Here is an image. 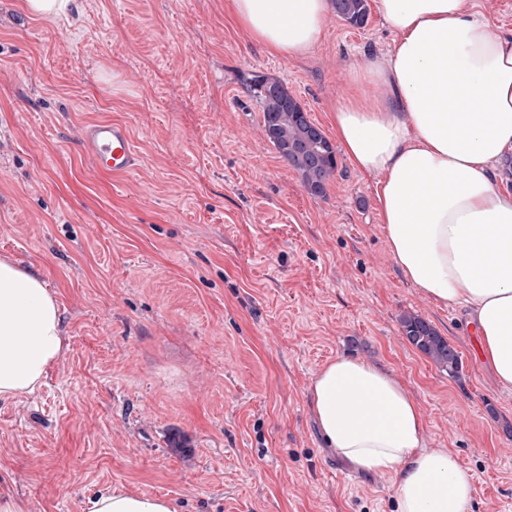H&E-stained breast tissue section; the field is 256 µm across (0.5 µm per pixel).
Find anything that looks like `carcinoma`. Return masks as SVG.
<instances>
[{"label": "carcinoma", "instance_id": "cac0c4a2", "mask_svg": "<svg viewBox=\"0 0 512 512\" xmlns=\"http://www.w3.org/2000/svg\"><path fill=\"white\" fill-rule=\"evenodd\" d=\"M332 9L339 19L352 26L361 27L368 20L367 0H332ZM247 90L262 109L269 143L301 175L311 196H324L337 170L336 151L329 139L283 83L256 76L247 82ZM401 327L408 341L448 370V374L458 372L459 353L430 322L409 315L401 319Z\"/></svg>", "mask_w": 512, "mask_h": 512}]
</instances>
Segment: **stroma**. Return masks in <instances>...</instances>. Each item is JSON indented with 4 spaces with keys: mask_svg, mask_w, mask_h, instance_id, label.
Instances as JSON below:
<instances>
[{
    "mask_svg": "<svg viewBox=\"0 0 512 512\" xmlns=\"http://www.w3.org/2000/svg\"><path fill=\"white\" fill-rule=\"evenodd\" d=\"M232 0H73L68 16L0 0V257L54 292L66 350L34 393L0 401V495L22 512H87L104 489L176 512H398L390 475L336 456L313 381L344 355L418 403L426 446L474 478L472 512H512V389L463 305L394 265L376 176L339 157L324 197L268 142L243 85L280 80L325 135L355 70L393 44L327 12L319 42L282 57ZM125 122L143 166L91 170L89 120ZM429 321L456 375L409 343Z\"/></svg>",
    "mask_w": 512,
    "mask_h": 512,
    "instance_id": "1",
    "label": "stroma"
}]
</instances>
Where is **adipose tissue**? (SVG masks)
I'll list each match as a JSON object with an SVG mask.
<instances>
[{
  "label": "adipose tissue",
  "instance_id": "adipose-tissue-1",
  "mask_svg": "<svg viewBox=\"0 0 512 512\" xmlns=\"http://www.w3.org/2000/svg\"><path fill=\"white\" fill-rule=\"evenodd\" d=\"M241 25L277 54L308 52L329 0H233ZM397 38L355 72L333 114L351 164L376 176L389 255L414 287L465 304L481 353L512 388V190L491 171L512 155V37L474 0H378ZM380 87L367 102L364 86ZM64 352L46 282L0 259V400L40 387ZM320 430L357 470L395 478L399 512H471L473 475L426 446L422 412L383 368L336 357L317 375ZM89 512H175L145 493L101 491Z\"/></svg>",
  "mask_w": 512,
  "mask_h": 512
}]
</instances>
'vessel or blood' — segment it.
Masks as SVG:
<instances>
[{
	"instance_id": "1",
	"label": "vessel or blood",
	"mask_w": 512,
	"mask_h": 512,
	"mask_svg": "<svg viewBox=\"0 0 512 512\" xmlns=\"http://www.w3.org/2000/svg\"><path fill=\"white\" fill-rule=\"evenodd\" d=\"M79 142L96 173L125 175L137 170L140 165V156L130 130L122 122H87L79 130Z\"/></svg>"
}]
</instances>
